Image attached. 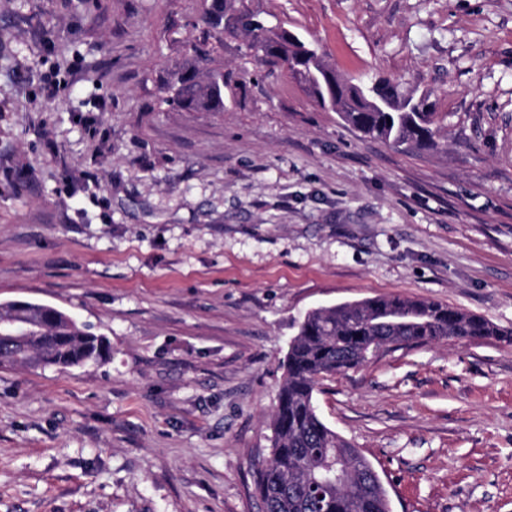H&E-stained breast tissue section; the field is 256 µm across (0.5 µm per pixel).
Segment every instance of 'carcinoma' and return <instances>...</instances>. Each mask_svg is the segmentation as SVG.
<instances>
[{
  "label": "carcinoma",
  "instance_id": "1",
  "mask_svg": "<svg viewBox=\"0 0 512 512\" xmlns=\"http://www.w3.org/2000/svg\"><path fill=\"white\" fill-rule=\"evenodd\" d=\"M202 21L212 29L244 34L259 60L285 67L322 109L338 113L364 136L418 148L435 146L436 113L423 101L386 79L338 80L316 46L259 18L245 8L244 0H212ZM204 61L205 56H198V64L168 85L167 105L224 110V73L200 74ZM377 83L390 89L393 108L374 106ZM21 318L31 321L26 352L1 342L0 367H81L110 355L104 337L63 311L29 301L0 304V322ZM491 337L512 339V331L504 332L476 314L424 300L373 297L308 311L288 347L272 417L271 453L258 471L261 512H391L372 465L321 419L314 400L320 379L359 366L386 344ZM336 470L343 474L341 486L321 490L322 479Z\"/></svg>",
  "mask_w": 512,
  "mask_h": 512
}]
</instances>
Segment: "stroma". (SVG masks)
I'll list each match as a JSON object with an SVG mask.
<instances>
[{
    "mask_svg": "<svg viewBox=\"0 0 512 512\" xmlns=\"http://www.w3.org/2000/svg\"><path fill=\"white\" fill-rule=\"evenodd\" d=\"M245 3L424 100L436 146L365 138L242 36L204 39V0H0V304L111 347L0 368V512H259L312 308L398 296L512 331V0ZM195 44L223 111L162 101ZM315 403L392 512H512L511 342L389 345Z\"/></svg>",
    "mask_w": 512,
    "mask_h": 512,
    "instance_id": "1",
    "label": "stroma"
}]
</instances>
